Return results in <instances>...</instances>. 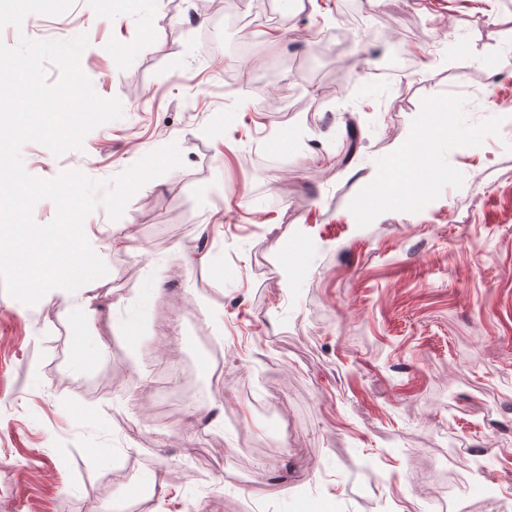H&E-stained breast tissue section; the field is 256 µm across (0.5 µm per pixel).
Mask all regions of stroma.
<instances>
[{
  "label": "stroma",
  "mask_w": 512,
  "mask_h": 512,
  "mask_svg": "<svg viewBox=\"0 0 512 512\" xmlns=\"http://www.w3.org/2000/svg\"><path fill=\"white\" fill-rule=\"evenodd\" d=\"M104 1L5 0L0 44L86 35L81 70L123 108L81 149L25 143L24 167L107 180L171 143L182 163L83 221L108 268L86 290L94 371L68 367L55 291L0 288V512H436L419 478L443 468L473 512L512 494V434L489 429L512 425V0H279L254 41L238 0L219 63L202 29L226 0ZM350 3L362 27L400 25L412 72L358 79ZM447 111L470 144L439 143L420 202H371L404 175L398 139ZM174 324L199 432L151 408L148 350Z\"/></svg>",
  "instance_id": "obj_1"
}]
</instances>
